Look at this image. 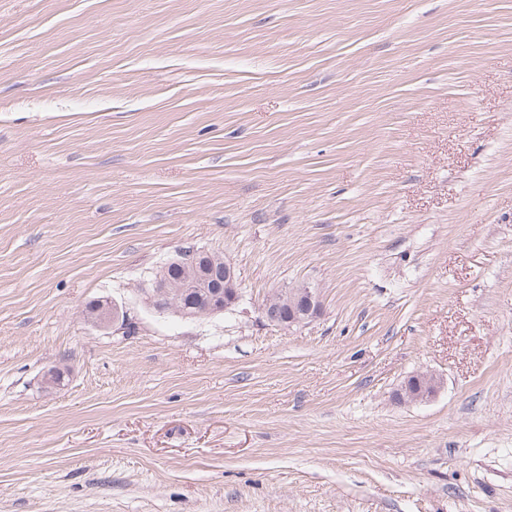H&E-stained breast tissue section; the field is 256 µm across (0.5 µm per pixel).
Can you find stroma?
<instances>
[{"instance_id":"1","label":"stroma","mask_w":512,"mask_h":512,"mask_svg":"<svg viewBox=\"0 0 512 512\" xmlns=\"http://www.w3.org/2000/svg\"><path fill=\"white\" fill-rule=\"evenodd\" d=\"M0 512H512V0H0ZM213 253L191 249L181 251L174 268L173 263H165L154 275L176 281H166L160 285H143L138 292L144 295L146 303L156 311H174L186 319H200L218 313L233 311L242 297V289L235 267L223 260L224 257ZM220 267H216L215 265ZM201 270L208 272L207 277H201ZM210 270V271H208ZM181 271V274H180ZM223 273V274H222ZM192 288H212L209 303L199 308L191 303L189 297ZM319 313L318 293L306 285L275 289L259 307L264 321L288 329L313 320ZM94 303V302H93ZM93 303L89 304L86 308V316H89L93 310ZM95 316L87 318V322L93 327L99 329H111L114 326L120 325L121 329L130 325L129 313L124 306H120L114 301L109 299L98 300L94 303ZM440 380L432 373H419L411 376L394 396L397 403H412L432 397L440 385Z\"/></svg>"}]
</instances>
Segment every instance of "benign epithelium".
I'll return each instance as SVG.
<instances>
[{
    "label": "benign epithelium",
    "instance_id": "benign-epithelium-1",
    "mask_svg": "<svg viewBox=\"0 0 512 512\" xmlns=\"http://www.w3.org/2000/svg\"><path fill=\"white\" fill-rule=\"evenodd\" d=\"M181 276L160 285L142 286L138 292L159 312L174 311L186 319H200L234 310L242 297L235 267L213 253L192 249L178 254ZM95 316L87 322L99 329L130 325L125 307L109 299L94 303ZM320 313L316 289L306 285L273 290L259 307L260 317L275 326L292 328L311 321ZM432 373L411 376L394 396L400 404L424 401L439 388Z\"/></svg>",
    "mask_w": 512,
    "mask_h": 512
}]
</instances>
